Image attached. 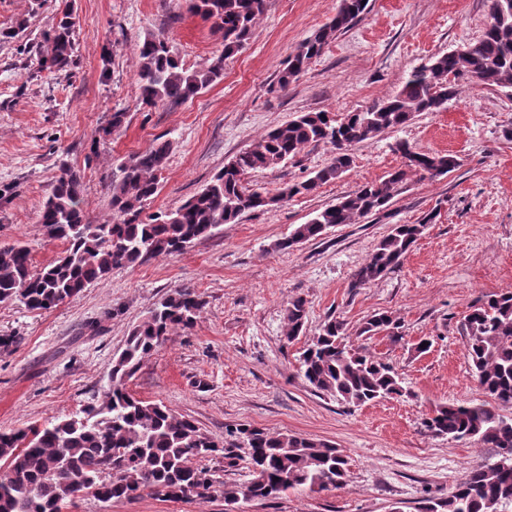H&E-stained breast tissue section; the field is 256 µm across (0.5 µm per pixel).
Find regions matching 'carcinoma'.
<instances>
[{
    "instance_id": "1",
    "label": "carcinoma",
    "mask_w": 512,
    "mask_h": 512,
    "mask_svg": "<svg viewBox=\"0 0 512 512\" xmlns=\"http://www.w3.org/2000/svg\"><path fill=\"white\" fill-rule=\"evenodd\" d=\"M488 22L481 36L456 50L439 53L414 69L394 94L365 110L339 118L332 112H305L257 139L218 172L210 183L176 209L144 214L157 192L171 143L156 141L130 156L112 178V213L90 223L81 207L80 175L65 169L52 184L40 224L52 240L64 244L60 255L39 270L32 267L28 247H0V304L21 303L32 311L52 309L80 293L117 267L150 258L172 256L220 224L247 211L270 209L297 195H308L341 177L352 164L350 148L389 130L398 129L423 112H440L459 93L462 81L512 89V0H485ZM192 13L212 22L224 50L208 66L189 70L167 41L148 36L137 49V83L147 107L183 103L223 76L224 60L241 51L266 0H190ZM368 9L363 0H340L331 21L305 39L279 73L285 89L305 71L324 47L347 31ZM75 15L66 8L44 34L39 68L68 72L75 66ZM329 144L331 161L306 180L277 194L250 188L242 176L278 166L310 145ZM403 158L400 168L367 182L335 204L299 224L275 243L286 252L316 239L331 226L353 224L383 211L412 175L437 178L459 166L452 154L420 152L406 141L395 144ZM432 209L413 224H395L352 275L350 287L375 282L402 264L428 225ZM204 306L190 288L164 297L133 327L125 348L112 360L109 387L102 403L41 427L0 433V512H58L63 501L92 496L99 501L142 495L171 500L203 498L214 480L193 460L222 454L227 464L246 449L250 481L224 490V499H275L290 490L341 487L347 461L336 446L296 434L271 433L243 425L216 441L185 416L161 403L134 397L126 381L156 351L174 329H189ZM307 301L292 299L286 312V339L293 342L307 320ZM468 356L478 384L488 400L468 406L439 404L424 419L427 431L451 441L474 440L495 451L496 460L473 467L448 496L421 502L417 512H506L512 506V291H504L471 307L462 324ZM385 334L401 339L399 322L386 312L368 317L361 336ZM301 373L314 390L354 406L376 399L403 396L402 381L383 362L347 344L345 323L334 316L301 356Z\"/></svg>"
}]
</instances>
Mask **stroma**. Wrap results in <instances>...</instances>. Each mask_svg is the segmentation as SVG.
<instances>
[{"label":"stroma","mask_w":512,"mask_h":512,"mask_svg":"<svg viewBox=\"0 0 512 512\" xmlns=\"http://www.w3.org/2000/svg\"><path fill=\"white\" fill-rule=\"evenodd\" d=\"M78 15L76 65L40 70L37 52L65 2ZM339 0H267L247 45L224 62L222 78L188 101L142 105L137 47L160 35L191 70L223 49L210 22L186 0H0V246L23 242L35 267L63 245L39 222L55 178L68 167L81 176L89 221L110 212L118 164L155 139L172 144L158 194L147 212L176 208L201 190L240 151L304 112L344 116L397 91L431 56L476 40L486 23L484 0H369L367 12L313 58L288 89L277 76L306 38L335 15ZM122 128L109 131L113 112ZM512 91L462 85L440 112L355 145L353 163L336 181L274 208L221 224L179 254L117 268L48 311L0 305V432L69 417L100 403L112 360L134 325L172 290L195 289L204 308L193 328L176 330L127 381L147 402L188 416L210 436L250 424L331 442L347 461L345 484L291 490L254 500L247 512H415L440 498L491 449L472 440L428 433L433 405L480 402L484 394L468 357L462 323L480 299L512 290ZM451 154L460 165L435 179L411 178L384 212L329 228L288 252L275 243L317 212L399 167L396 141ZM333 156L330 145L305 148L275 168L250 174V188L272 194L312 176ZM437 210L402 265L351 289L354 271L396 224ZM307 301L302 335L285 338L290 300ZM392 313L402 339L361 336L367 316ZM344 321L349 341L389 364L406 395L353 406L305 383L299 357L328 316ZM429 341L418 351L420 341ZM216 480L211 497H152L108 503L85 497L69 512H227L225 489L251 479L245 460L202 459Z\"/></svg>","instance_id":"35a3bbf8"}]
</instances>
